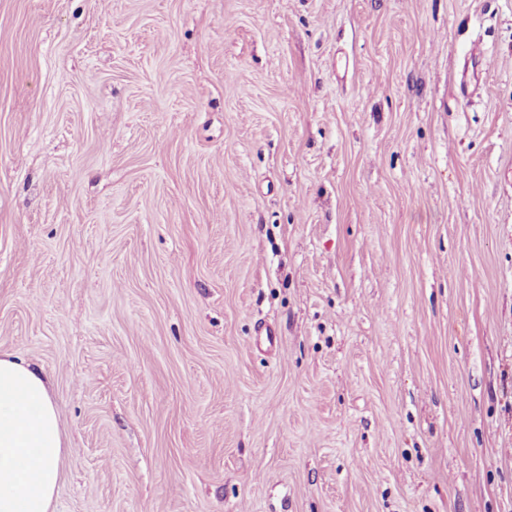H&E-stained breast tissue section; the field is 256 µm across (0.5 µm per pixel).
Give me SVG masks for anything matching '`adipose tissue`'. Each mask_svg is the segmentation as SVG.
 Returning a JSON list of instances; mask_svg holds the SVG:
<instances>
[{
  "mask_svg": "<svg viewBox=\"0 0 512 512\" xmlns=\"http://www.w3.org/2000/svg\"><path fill=\"white\" fill-rule=\"evenodd\" d=\"M65 452L45 378L0 353V512H51Z\"/></svg>",
  "mask_w": 512,
  "mask_h": 512,
  "instance_id": "obj_1",
  "label": "adipose tissue"
}]
</instances>
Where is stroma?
<instances>
[{"label":"stroma","instance_id":"stroma-1","mask_svg":"<svg viewBox=\"0 0 512 512\" xmlns=\"http://www.w3.org/2000/svg\"><path fill=\"white\" fill-rule=\"evenodd\" d=\"M0 352L52 512H512V0H0ZM65 452L45 378L0 352V512H51Z\"/></svg>","mask_w":512,"mask_h":512}]
</instances>
